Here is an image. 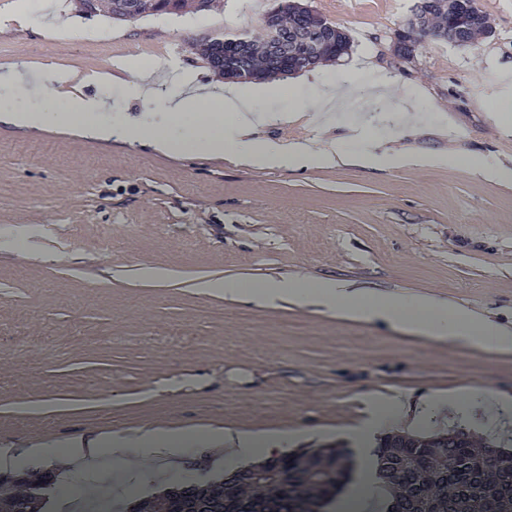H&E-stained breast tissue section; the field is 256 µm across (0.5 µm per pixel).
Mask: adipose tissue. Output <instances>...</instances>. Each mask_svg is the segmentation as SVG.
Here are the masks:
<instances>
[{
    "instance_id": "1",
    "label": "adipose tissue",
    "mask_w": 512,
    "mask_h": 512,
    "mask_svg": "<svg viewBox=\"0 0 512 512\" xmlns=\"http://www.w3.org/2000/svg\"><path fill=\"white\" fill-rule=\"evenodd\" d=\"M123 68L130 75L125 89L142 100L144 113L134 119L114 121L109 119L107 104L102 98L71 96L68 113L84 135L104 140L118 138L132 145H149L175 155L196 151L225 155L257 169L288 170L304 165H329L348 158L343 147L333 141L317 148L308 142L288 144L257 137V127L266 124L268 118L257 112L249 96L234 86L189 81L161 103V111H154L155 86L150 73L130 61L124 62ZM187 122L198 130L190 141L180 139L173 132L174 126ZM198 287L205 293L249 298L268 304L286 297L303 303L312 298L328 310L367 322L385 319L395 327L433 343L512 351V329L470 311L443 306L425 296L389 297L355 291L333 280L313 283L288 278L267 281L207 279L200 281ZM158 442V436L148 431L133 448L123 441H114L112 455L120 460L137 456L143 463L141 476L147 479L151 476L148 463L157 450H164L172 458L184 454V439L179 435H169L166 447H159Z\"/></svg>"
}]
</instances>
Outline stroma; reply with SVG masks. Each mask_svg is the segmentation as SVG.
<instances>
[{"label":"stroma","mask_w":512,"mask_h":512,"mask_svg":"<svg viewBox=\"0 0 512 512\" xmlns=\"http://www.w3.org/2000/svg\"><path fill=\"white\" fill-rule=\"evenodd\" d=\"M70 7L71 32L53 35L46 0H0L24 24L0 28V71L78 65L96 73L128 59L158 67L161 92L185 74L215 77L191 53L202 36L260 33L275 0H216L212 11L136 21L85 18ZM346 31L352 47L312 78L277 80L253 96L270 116L265 138L366 141L432 166L255 170L204 152L160 153L80 136L57 123L71 93L99 96L113 119L143 111L123 75L74 90L31 95L0 83V109L47 115L29 131L0 123V454L13 465L60 470L81 486L108 483L129 495L130 466L104 455L71 458L73 440L110 439L145 428L199 435L231 428L292 434L285 453L356 450L351 430L368 399L472 388L512 395V352H475L427 342L384 322L317 304L247 303L204 294L200 278L333 279L380 294L424 295L475 308L512 328V183L481 176L470 161L512 167V0H476L490 38L458 47L430 41L414 60L394 34L415 0H301ZM351 78L358 108L320 122L309 110L322 84ZM391 102L365 96L380 80ZM453 155L457 164H445ZM151 265L172 270L153 282ZM463 426L512 447V408L478 400L451 414L438 404L420 432ZM206 466L235 469L222 446L195 444L181 460L158 455L154 494Z\"/></svg>","instance_id":"obj_1"}]
</instances>
